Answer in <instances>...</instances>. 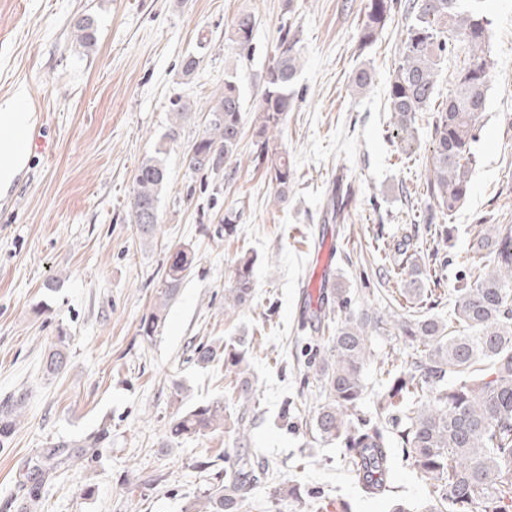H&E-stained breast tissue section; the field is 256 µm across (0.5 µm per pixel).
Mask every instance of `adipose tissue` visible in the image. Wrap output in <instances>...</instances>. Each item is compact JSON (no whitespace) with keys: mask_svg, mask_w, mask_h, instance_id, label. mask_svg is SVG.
Here are the masks:
<instances>
[{"mask_svg":"<svg viewBox=\"0 0 512 512\" xmlns=\"http://www.w3.org/2000/svg\"><path fill=\"white\" fill-rule=\"evenodd\" d=\"M23 93L0 101V188L9 187L28 160V144L14 136L17 128L31 127L35 114L23 107Z\"/></svg>","mask_w":512,"mask_h":512,"instance_id":"obj_1","label":"adipose tissue"}]
</instances>
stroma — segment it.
Segmentation results:
<instances>
[{"mask_svg": "<svg viewBox=\"0 0 512 512\" xmlns=\"http://www.w3.org/2000/svg\"><path fill=\"white\" fill-rule=\"evenodd\" d=\"M366 0H0V100L25 89L36 114L31 131L49 156L30 151L13 185L0 193V403L23 398L19 422L0 441V512H183L213 484L225 453L268 463L241 512H315L347 502L351 512H390L365 497L336 444L310 424L322 402L309 363L324 342L309 293L316 257L332 243V287L353 311L387 314L364 365L361 403L374 412L384 391L387 356L412 351L398 322L411 310L404 267L422 271L438 300L429 313L448 320L456 278L467 269L482 224H512V0H486L488 101L478 122V164L471 192L444 215L423 190L431 158L427 122L400 142L390 123L387 88L407 20L393 14L380 39L359 46ZM256 17L252 52L239 58L228 39L237 14ZM92 16L97 43L82 48L75 24ZM301 49L295 104L278 144L293 172L286 201L252 162L251 135L222 175L190 170L189 152L211 118L209 107L233 69L251 123L280 29ZM195 57L192 73L183 62ZM367 69L371 83L353 93ZM191 106L174 142L170 102ZM166 144L168 178L158 232L143 242L131 222L141 162ZM353 191L343 222L326 204L337 182ZM240 212L234 234L215 238L225 211ZM446 225L447 236L435 231ZM405 239L407 254L381 245ZM188 246L196 262L154 337L140 324L155 304L169 255ZM255 260V293L243 307L224 301L235 262ZM69 345L62 372L43 360L58 336ZM245 342L246 377L256 408L244 426L234 418L238 377L223 363L199 368L190 349L201 341ZM218 399L224 427L178 442L168 422L196 403ZM108 427V438L94 435ZM246 439H239V428ZM68 446L77 465L58 464L27 478L44 449ZM392 478L413 505L428 499L424 480L400 450ZM298 480L300 497H280Z\"/></svg>", "mask_w": 512, "mask_h": 512, "instance_id": "35a3bbf8", "label": "stroma"}]
</instances>
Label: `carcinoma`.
<instances>
[{
	"instance_id": "cac0c4a2",
	"label": "carcinoma",
	"mask_w": 512,
	"mask_h": 512,
	"mask_svg": "<svg viewBox=\"0 0 512 512\" xmlns=\"http://www.w3.org/2000/svg\"><path fill=\"white\" fill-rule=\"evenodd\" d=\"M403 11L411 23L402 40L397 65L389 80L387 99L395 135L412 133L417 114L431 116L432 154L426 194L442 212L453 215L470 192L471 169L478 158V119L486 107L490 65L485 52L489 21L479 0H367L360 25L361 45L369 46L382 34L392 14ZM255 15L239 13L229 40L241 58L250 55ZM77 41L90 48L96 44L95 21L85 17L76 24ZM298 40L283 35L264 76L253 119L256 141L255 166H264L276 183L277 198L285 200L291 169L288 158L270 143L292 109L296 76L300 68ZM464 54L452 88L439 108L438 65L441 60ZM190 111L182 101L171 103L175 123L168 138L175 141L178 122ZM243 103L236 76L225 73L224 89L211 107V119L191 154L202 157L195 171L219 172L238 155L243 135ZM162 145L156 155L143 160L135 176L131 222L148 241L156 237L158 202L166 183ZM348 193L338 189L327 209L334 218L344 216ZM480 255L473 271L457 281L458 299L453 319L444 322L426 314L399 324L410 342L419 345L410 359L397 365L382 361L388 387L375 414L359 409L367 386L364 363L372 345V333L384 324L374 314H352L351 300L341 288L333 289L328 311L340 316L336 334L328 337L326 357L318 372L324 404L312 416L314 431L324 441L344 449V461L362 493L388 498L394 493L390 448L397 439L405 460L429 487L424 512H469L473 503L484 512H512V230L497 224L478 230L472 245ZM196 260L187 247L172 253L154 310L142 319L143 335L158 332L169 303L190 274ZM253 262L240 258L231 271L227 292L235 306L253 298ZM200 365L224 362L225 371L244 374L246 352L233 344L206 342L193 348ZM66 363L65 340L48 354L44 374L52 376ZM0 413V438L16 426L17 407ZM224 428V404L196 405L172 417L171 439L202 436ZM63 446L43 452L41 475L55 469ZM253 472L251 459L236 456L224 467V480L212 485L202 501L187 505L185 512H239Z\"/></svg>"
}]
</instances>
